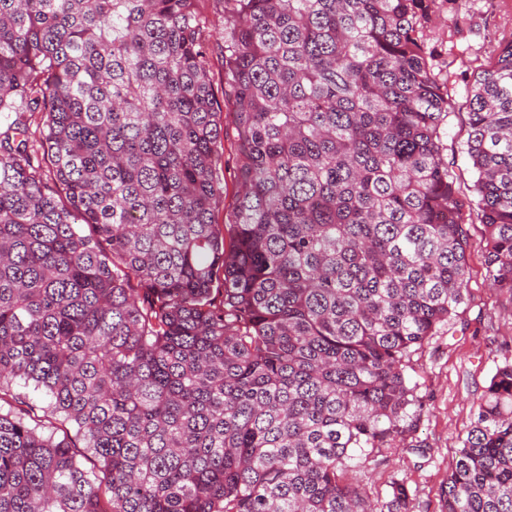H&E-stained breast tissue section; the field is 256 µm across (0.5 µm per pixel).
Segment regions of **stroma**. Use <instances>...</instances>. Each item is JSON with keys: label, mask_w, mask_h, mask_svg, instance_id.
I'll list each match as a JSON object with an SVG mask.
<instances>
[{"label": "stroma", "mask_w": 512, "mask_h": 512, "mask_svg": "<svg viewBox=\"0 0 512 512\" xmlns=\"http://www.w3.org/2000/svg\"><path fill=\"white\" fill-rule=\"evenodd\" d=\"M426 5L423 38L434 69L448 76L451 114L444 157L459 196L468 202L462 211L469 233L467 298L449 332L433 337L413 357L410 376L424 403L415 436L427 444L426 456L388 454L347 473L350 482L374 499L385 498L390 478L406 480L410 512H441L443 488L479 398L497 364L512 357V306L503 302L487 277L484 227L470 204L474 174L464 151L469 134L467 89L474 74L489 66L499 43L512 40V0H426ZM198 7L219 105L217 120L224 128L214 165L224 193L213 212L215 223L223 227L233 221L240 159L233 105L224 96V0H199Z\"/></svg>", "instance_id": "1"}]
</instances>
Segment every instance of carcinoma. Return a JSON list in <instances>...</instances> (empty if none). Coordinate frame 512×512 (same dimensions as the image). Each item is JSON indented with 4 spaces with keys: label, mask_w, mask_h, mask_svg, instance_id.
Masks as SVG:
<instances>
[{
    "label": "carcinoma",
    "mask_w": 512,
    "mask_h": 512,
    "mask_svg": "<svg viewBox=\"0 0 512 512\" xmlns=\"http://www.w3.org/2000/svg\"><path fill=\"white\" fill-rule=\"evenodd\" d=\"M425 11L224 0L226 242L198 0H0V392L47 396L41 417L0 408V512H408L404 480L373 503L344 476L426 454L408 370L467 291ZM467 109L470 204L512 305V41ZM25 112L45 116L38 148ZM444 501L512 512V358Z\"/></svg>",
    "instance_id": "carcinoma-1"
}]
</instances>
